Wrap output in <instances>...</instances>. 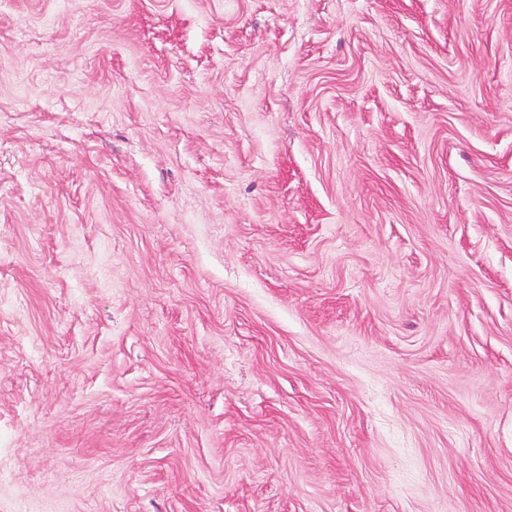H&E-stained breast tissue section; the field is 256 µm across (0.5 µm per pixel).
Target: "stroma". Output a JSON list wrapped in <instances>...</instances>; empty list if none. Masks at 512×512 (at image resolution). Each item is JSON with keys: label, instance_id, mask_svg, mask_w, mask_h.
<instances>
[{"label": "stroma", "instance_id": "obj_1", "mask_svg": "<svg viewBox=\"0 0 512 512\" xmlns=\"http://www.w3.org/2000/svg\"><path fill=\"white\" fill-rule=\"evenodd\" d=\"M0 512H512V0H0Z\"/></svg>", "mask_w": 512, "mask_h": 512}]
</instances>
